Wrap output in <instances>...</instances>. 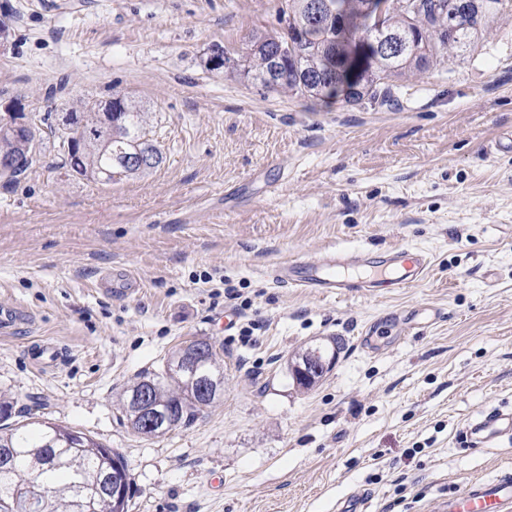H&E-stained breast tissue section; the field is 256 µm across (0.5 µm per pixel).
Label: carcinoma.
I'll list each match as a JSON object with an SVG mask.
<instances>
[{
    "label": "carcinoma",
    "mask_w": 512,
    "mask_h": 512,
    "mask_svg": "<svg viewBox=\"0 0 512 512\" xmlns=\"http://www.w3.org/2000/svg\"><path fill=\"white\" fill-rule=\"evenodd\" d=\"M312 0H285L279 10L282 27L253 37L246 54L224 50L212 71L245 77L269 89H282L304 98H330L344 92L347 102L383 107L393 101L394 79L428 68L440 53L461 51L475 43L490 22L512 10V0H486L484 9L465 0H386V30L404 45L395 57L371 52L355 76L342 67L349 46L369 28L372 0H325L320 16L310 8ZM462 20L448 26V15ZM291 47L280 57V75L269 80L273 68L272 48ZM67 111L85 141L66 147L64 133L51 121V113L24 112L0 115V126L29 120L17 133H0V157L21 158L10 174H0L6 183L16 181L33 165L43 144V129L60 139L64 164L71 172L97 183H109L120 171L142 175L156 168L152 163L135 166L128 159L137 154L162 157L146 137L148 113L117 94L103 103L75 100ZM200 351L195 368L183 364L182 350L175 351L156 373L139 377L118 398V406L132 429L155 438L180 425H188L216 398L210 386H224V371L215 346L206 339L191 342ZM316 349L295 354L291 374L302 388L313 386L322 374L298 376L297 367L309 362ZM170 414L173 421L159 420ZM127 471L124 457L81 431L48 421L18 422L0 434V512H31L26 499L33 496L43 512H127L128 500L112 495V479Z\"/></svg>",
    "instance_id": "1"
}]
</instances>
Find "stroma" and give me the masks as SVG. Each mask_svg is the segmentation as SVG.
<instances>
[{
    "instance_id": "obj_1",
    "label": "stroma",
    "mask_w": 512,
    "mask_h": 512,
    "mask_svg": "<svg viewBox=\"0 0 512 512\" xmlns=\"http://www.w3.org/2000/svg\"><path fill=\"white\" fill-rule=\"evenodd\" d=\"M284 0H0V103L59 112L127 96L151 112L164 160L95 183L53 144L0 182V394L14 416L120 452L129 512H438L472 480L512 472V442L465 448L480 414L512 406V12L466 53L399 79L392 107L308 100L207 70L278 29ZM409 247L431 268L399 292L317 296L274 282L294 255ZM132 287L107 292L103 275ZM249 297L255 342L212 284ZM442 318L369 353L362 330L396 309ZM342 343L311 389L287 364ZM220 350L224 391L188 426L135 433L122 390L184 342ZM56 353L36 368L33 344Z\"/></svg>"
}]
</instances>
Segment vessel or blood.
I'll return each mask as SVG.
<instances>
[{
	"mask_svg": "<svg viewBox=\"0 0 512 512\" xmlns=\"http://www.w3.org/2000/svg\"><path fill=\"white\" fill-rule=\"evenodd\" d=\"M432 264L424 251L406 248L327 251L278 263L273 279L324 297L396 292L422 280ZM512 438V409H494L469 424L465 442L480 447ZM442 512H512V472L469 483L443 502Z\"/></svg>",
	"mask_w": 512,
	"mask_h": 512,
	"instance_id": "b4317fda",
	"label": "vessel or blood"
}]
</instances>
